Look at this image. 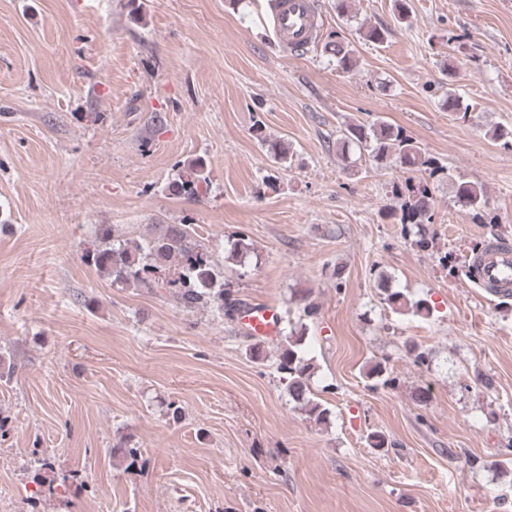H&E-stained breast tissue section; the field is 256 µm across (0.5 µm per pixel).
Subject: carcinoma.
Instances as JSON below:
<instances>
[{
	"mask_svg": "<svg viewBox=\"0 0 512 512\" xmlns=\"http://www.w3.org/2000/svg\"><path fill=\"white\" fill-rule=\"evenodd\" d=\"M324 53L335 59L336 67L343 72L352 71L357 65L355 51L349 43L332 40L324 44ZM336 145L341 156L350 148L369 151L376 165L392 163L401 168L424 174L414 181L406 179L404 184L393 186V195L401 201L400 223L414 236L420 247L428 244L426 225L432 223V194L429 181L444 173V169L399 126L376 119L371 123H349L339 130ZM210 171L201 160H192L184 165L170 183L174 194L196 195L209 184ZM455 195L464 206L479 214L487 205L486 193L465 181L455 185ZM98 244L84 255L88 265L107 274L112 283L119 286L142 288L148 292L156 288L165 290L181 307L191 310L210 308L223 318L235 320L246 308L234 292L224 287V267L220 266L212 253L195 236L189 224H151L147 234L138 239H117L115 228L101 224L97 229ZM253 252L251 244L243 235L230 242L227 260L240 263ZM174 270V277L162 279L159 273ZM384 301L393 310L429 313L422 301H412L401 291L393 290L381 282ZM303 332H293L285 337L278 354L277 370L287 380L288 393L292 400L317 421L327 418L328 411L312 398L310 380L313 363L303 354Z\"/></svg>",
	"mask_w": 512,
	"mask_h": 512,
	"instance_id": "1",
	"label": "carcinoma"
}]
</instances>
